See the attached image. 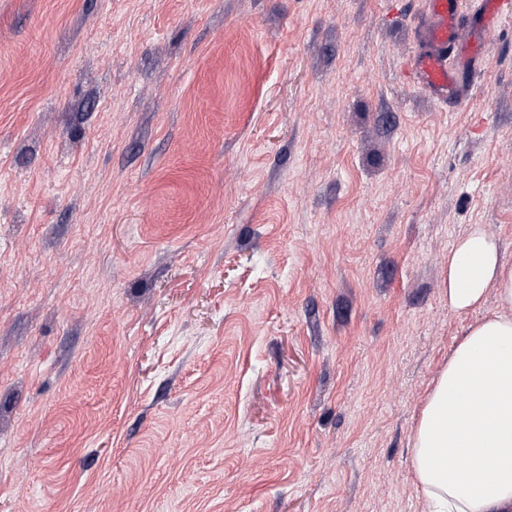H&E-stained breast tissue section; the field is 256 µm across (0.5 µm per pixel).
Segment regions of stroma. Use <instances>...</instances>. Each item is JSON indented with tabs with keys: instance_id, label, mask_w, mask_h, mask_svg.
<instances>
[{
	"instance_id": "35a3bbf8",
	"label": "stroma",
	"mask_w": 512,
	"mask_h": 512,
	"mask_svg": "<svg viewBox=\"0 0 512 512\" xmlns=\"http://www.w3.org/2000/svg\"><path fill=\"white\" fill-rule=\"evenodd\" d=\"M422 0H0V512H427L471 225L512 266V17L443 107Z\"/></svg>"
}]
</instances>
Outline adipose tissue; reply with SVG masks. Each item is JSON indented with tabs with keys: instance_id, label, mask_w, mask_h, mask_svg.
I'll return each instance as SVG.
<instances>
[{
	"instance_id": "1",
	"label": "adipose tissue",
	"mask_w": 512,
	"mask_h": 512,
	"mask_svg": "<svg viewBox=\"0 0 512 512\" xmlns=\"http://www.w3.org/2000/svg\"><path fill=\"white\" fill-rule=\"evenodd\" d=\"M448 305L464 312L496 287L500 311L469 327L438 374L417 421L414 476L432 512H512V267L483 225L448 254ZM465 458L448 468L449 452Z\"/></svg>"
}]
</instances>
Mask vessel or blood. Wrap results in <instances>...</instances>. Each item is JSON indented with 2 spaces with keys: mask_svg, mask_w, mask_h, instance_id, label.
Masks as SVG:
<instances>
[{
  "mask_svg": "<svg viewBox=\"0 0 512 512\" xmlns=\"http://www.w3.org/2000/svg\"><path fill=\"white\" fill-rule=\"evenodd\" d=\"M422 42L424 48L412 62L421 86L441 104L460 103L476 34L462 21L459 0H427Z\"/></svg>",
  "mask_w": 512,
  "mask_h": 512,
  "instance_id": "obj_1",
  "label": "vessel or blood"
}]
</instances>
